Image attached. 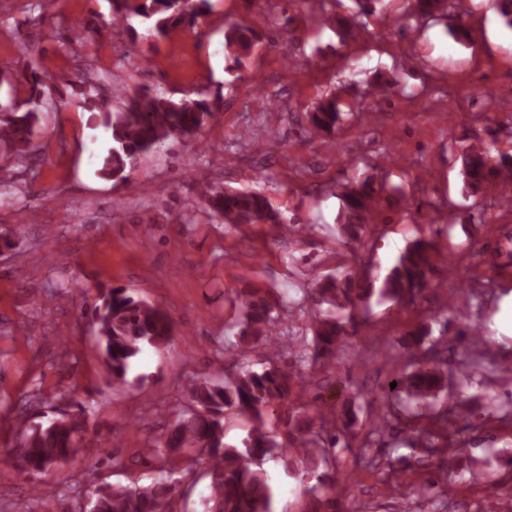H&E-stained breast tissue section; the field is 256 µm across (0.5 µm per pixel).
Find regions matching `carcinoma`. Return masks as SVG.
Returning a JSON list of instances; mask_svg holds the SVG:
<instances>
[{
    "instance_id": "1",
    "label": "carcinoma",
    "mask_w": 512,
    "mask_h": 512,
    "mask_svg": "<svg viewBox=\"0 0 512 512\" xmlns=\"http://www.w3.org/2000/svg\"><path fill=\"white\" fill-rule=\"evenodd\" d=\"M115 28L128 27L131 18H139L150 36L162 38L180 24L195 26L209 10L210 0H110ZM403 26L427 24L448 11V0H405ZM323 22L344 29L351 38L362 30L350 21L326 15ZM226 47L239 52L252 47L251 38L231 24L224 32ZM61 45L70 56L75 80L65 81L74 92L93 102L102 125L110 130L112 145L100 159L98 173L114 180L126 179L132 162L140 155L161 146L178 135L190 139L215 116L214 103L206 98L179 101L159 94L114 86L105 75L95 71L84 40L63 39ZM30 94L19 105H0V149L6 159L0 165V190L22 192L21 184L35 171L30 161L36 155L34 144L39 136L38 123L44 98L51 89L52 77L33 68L26 76ZM124 99L123 110L112 111V100ZM311 131L328 138L340 120L336 96H325L312 105L309 113ZM464 194L480 206L492 189L502 182L512 183V156L492 155L491 147L480 142L464 152L461 171ZM206 213L222 224L237 228L249 224L279 226L283 218L261 191L227 190L206 183L199 189ZM376 190L365 180L345 190L336 224V242L350 246L362 242L369 232V217L376 201ZM437 244L417 238L407 244L396 264L382 280L370 281L347 269H336L322 276L312 293L295 300L287 294L261 295L257 291L238 296L241 320L239 353L255 348L265 351L269 367L257 372L241 371L235 375L204 376L186 387L187 404L175 419L154 439L152 455L160 462L177 457L178 469H169L148 486L97 484L89 491V512H171L172 499L186 474L203 467L200 477L207 480V494L202 497L203 512H274L273 492L262 465L275 457L286 473L299 481L307 498L305 512H339V498L354 493L353 485L344 483L336 491L340 469L337 450L349 448V423L336 425L335 412L310 397L312 382L303 368L322 365L345 350L356 332V312L360 304L376 294L383 299L402 302L424 292L430 285L433 256ZM310 302L316 309L311 323L312 337L287 336L280 331L285 316L303 311ZM103 363L112 383L124 386L131 361L145 346L165 348L177 334L176 324L163 310L139 299L123 287L103 289L92 310ZM405 344L407 362L401 372L390 378L376 396L380 413L374 429L404 432L409 421L404 414H419L434 408L446 387L443 369L425 358L422 348L429 330L420 326L408 332ZM395 388H390L391 382ZM288 403L280 424L266 419L270 409ZM234 414L250 425L242 446L224 442V415ZM86 419L83 409L64 411L47 422L24 420L10 432L0 451V463L12 465L27 478L41 480L55 466L63 467L77 453L89 447L85 442ZM441 435L418 430L408 440L421 454L432 455L440 448Z\"/></svg>"
}]
</instances>
